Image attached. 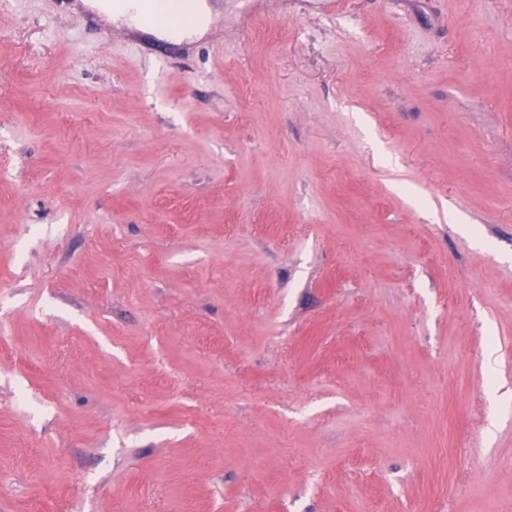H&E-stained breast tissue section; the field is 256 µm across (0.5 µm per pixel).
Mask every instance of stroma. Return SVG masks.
I'll use <instances>...</instances> for the list:
<instances>
[{
    "mask_svg": "<svg viewBox=\"0 0 512 512\" xmlns=\"http://www.w3.org/2000/svg\"><path fill=\"white\" fill-rule=\"evenodd\" d=\"M0 7V512H512V0ZM97 7L109 14L113 15L116 19H121L124 22L128 23L130 26L135 25L138 26V18L146 14L149 5L145 2H130V1H118L115 3L112 2H100L97 4ZM132 13L133 16L130 17L129 14Z\"/></svg>",
    "mask_w": 512,
    "mask_h": 512,
    "instance_id": "obj_1",
    "label": "stroma"
}]
</instances>
